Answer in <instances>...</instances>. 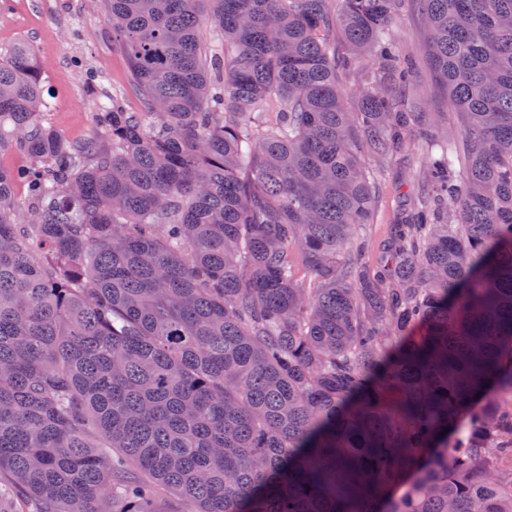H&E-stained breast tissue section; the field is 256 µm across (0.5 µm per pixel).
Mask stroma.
Returning <instances> with one entry per match:
<instances>
[{
    "label": "stroma",
    "instance_id": "obj_1",
    "mask_svg": "<svg viewBox=\"0 0 512 512\" xmlns=\"http://www.w3.org/2000/svg\"><path fill=\"white\" fill-rule=\"evenodd\" d=\"M0 10V51L18 44L33 47L50 102L48 119L68 139L80 141L94 128L95 99L89 81L100 84L105 95L125 96L137 106L126 78L125 57L112 48V28L98 0H8ZM424 127H412L404 158L377 166L382 187L372 226L373 239H382L388 225L401 221L418 191L424 164L419 149Z\"/></svg>",
    "mask_w": 512,
    "mask_h": 512
}]
</instances>
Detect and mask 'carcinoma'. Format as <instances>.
I'll list each match as a JSON object with an SVG mask.
<instances>
[{"instance_id": "1", "label": "carcinoma", "mask_w": 512, "mask_h": 512, "mask_svg": "<svg viewBox=\"0 0 512 512\" xmlns=\"http://www.w3.org/2000/svg\"><path fill=\"white\" fill-rule=\"evenodd\" d=\"M395 4L104 0L141 109L77 144L0 58V512H512V0H415L459 129L371 257Z\"/></svg>"}]
</instances>
